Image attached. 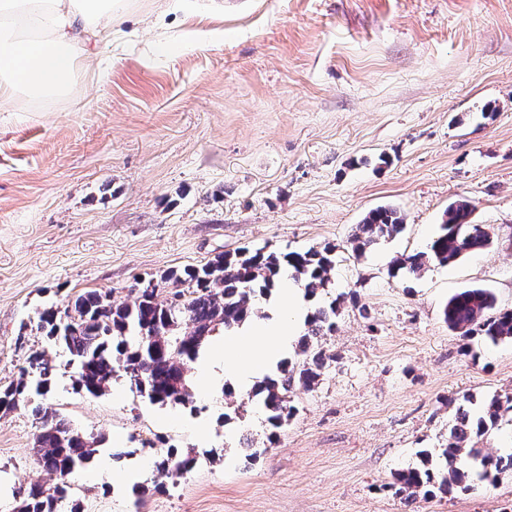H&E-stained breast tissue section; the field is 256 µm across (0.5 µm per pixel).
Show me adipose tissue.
Returning a JSON list of instances; mask_svg holds the SVG:
<instances>
[{"instance_id": "obj_1", "label": "adipose tissue", "mask_w": 512, "mask_h": 512, "mask_svg": "<svg viewBox=\"0 0 512 512\" xmlns=\"http://www.w3.org/2000/svg\"><path fill=\"white\" fill-rule=\"evenodd\" d=\"M117 22L113 0H0V101L22 93H64L89 57L87 35L111 42ZM296 333L290 319L246 322L217 347L224 371L248 387L270 358L291 346Z\"/></svg>"}]
</instances>
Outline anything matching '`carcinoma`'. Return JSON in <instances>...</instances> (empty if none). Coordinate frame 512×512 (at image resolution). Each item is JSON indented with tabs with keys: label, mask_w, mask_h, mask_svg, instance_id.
Returning <instances> with one entry per match:
<instances>
[{
	"label": "carcinoma",
	"mask_w": 512,
	"mask_h": 512,
	"mask_svg": "<svg viewBox=\"0 0 512 512\" xmlns=\"http://www.w3.org/2000/svg\"><path fill=\"white\" fill-rule=\"evenodd\" d=\"M472 208L464 201L448 207L441 231L427 252L403 255L392 267L418 274L429 264L448 265L491 244L481 224L471 222ZM404 219L391 206L369 211L350 239L356 252L376 240L401 231ZM336 246L325 244L305 251L275 252L266 248H243L233 254H218L198 267L170 270L160 282L129 300L117 303L110 290H88L67 304L51 305L38 311L37 328L53 346L66 350L74 370L73 388L91 395L109 391L118 373L152 403L193 406L185 365L198 358L212 333L226 330L258 316L256 294H265L284 268L297 282H304L305 296L314 298L330 282L335 266ZM175 290L161 296L160 284ZM336 304L320 307L307 319V334L296 351L295 361H284L278 375L255 386L253 396L261 399L267 422L279 429L294 415L291 393L296 387L313 389L326 368L328 357L321 338L334 330ZM448 327L470 341L480 337L493 344L512 339V311H497L492 293L484 288L460 291L448 299L444 309ZM164 336L165 346L152 350L150 338ZM55 380V365L45 349L26 358L16 380L0 386V412L6 414L29 406L34 398L47 395ZM512 413V396L494 395L474 409L458 406L448 429V443L433 451L418 452L421 465L397 474L395 493L409 500L419 495L433 498L471 484L494 481L512 470V453L485 454L478 448L483 435L497 428ZM39 430L33 452L57 483L49 488L34 485L16 500V512H56L67 495L72 474L87 466L98 454L103 438L87 435L59 414L41 406L33 408ZM194 458L180 457L174 449L159 454L155 469L165 476H179L190 469Z\"/></svg>",
	"instance_id": "obj_1"
}]
</instances>
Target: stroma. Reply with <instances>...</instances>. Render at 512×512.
Masks as SVG:
<instances>
[{
	"mask_svg": "<svg viewBox=\"0 0 512 512\" xmlns=\"http://www.w3.org/2000/svg\"><path fill=\"white\" fill-rule=\"evenodd\" d=\"M456 201L491 245L391 274ZM387 205L403 230L353 252L356 225ZM327 243L331 283L307 306L336 303L334 360L275 434L248 391L191 409L124 378L76 392L37 328L45 304L90 289L121 302L244 246ZM472 287L512 309V0H129L68 96L0 112V385L48 349L43 406L103 437L114 473L146 465L129 487L73 474L61 512H512V471L442 499L392 489L446 442L463 397L512 395V340L467 343L444 320ZM37 431L31 408L0 413V512L55 481ZM171 447L196 459L176 478L154 467Z\"/></svg>",
	"mask_w": 512,
	"mask_h": 512,
	"instance_id": "1",
	"label": "stroma"
}]
</instances>
